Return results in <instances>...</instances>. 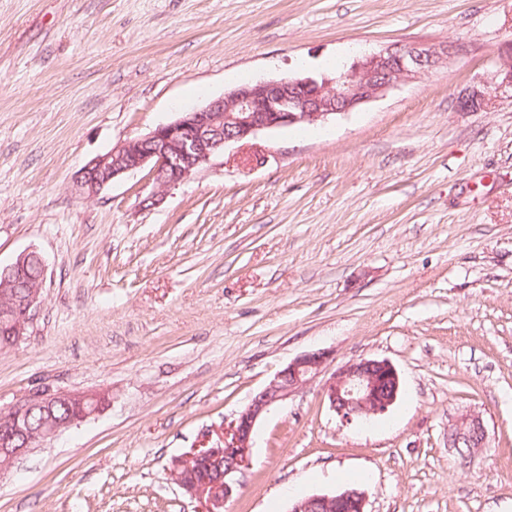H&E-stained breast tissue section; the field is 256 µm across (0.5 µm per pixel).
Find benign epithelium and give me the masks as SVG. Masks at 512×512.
Wrapping results in <instances>:
<instances>
[{"instance_id": "7a95c632", "label": "benign epithelium", "mask_w": 512, "mask_h": 512, "mask_svg": "<svg viewBox=\"0 0 512 512\" xmlns=\"http://www.w3.org/2000/svg\"><path fill=\"white\" fill-rule=\"evenodd\" d=\"M455 51L448 45H389L367 52L349 69L333 76H283L257 79L224 93L206 105L183 112L145 136L122 140L88 162L74 185L85 199L126 174L145 170L156 191L146 198L163 203L162 192L189 179L232 143L264 132L325 122L385 97L391 90L417 81L425 73L448 65ZM30 251L0 266V349L24 341L43 307V282L17 300L11 286L24 277ZM336 362L325 349L305 352L279 370L224 430L222 446L192 448L172 462L178 484L205 502V512H222L234 492L235 476L250 463L256 429L262 419ZM400 391V376L386 359L360 358L334 370L324 393L330 408L344 421L367 422L389 411ZM109 401L105 391H66L42 388L30 392L9 409L0 410V471L64 430L95 414ZM65 404L69 416L59 419L55 408ZM39 416L38 427L31 419ZM482 418L465 414L448 425V447L466 448L475 457L486 447ZM367 496L358 488L295 500L288 512H366Z\"/></svg>"}]
</instances>
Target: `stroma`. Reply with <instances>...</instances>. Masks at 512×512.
<instances>
[{
    "label": "stroma",
    "instance_id": "1",
    "mask_svg": "<svg viewBox=\"0 0 512 512\" xmlns=\"http://www.w3.org/2000/svg\"><path fill=\"white\" fill-rule=\"evenodd\" d=\"M390 44L449 66L354 112L228 145L162 205L145 171L76 174L259 77L333 75ZM512 0H0V265L44 305L0 353V410L106 391L0 474V512H204L170 463L217 444L298 355L390 361L401 390L342 421L321 373L260 423L224 512L359 487L367 512H512ZM484 96L478 111L463 95ZM482 417L470 461L448 424Z\"/></svg>",
    "mask_w": 512,
    "mask_h": 512
}]
</instances>
